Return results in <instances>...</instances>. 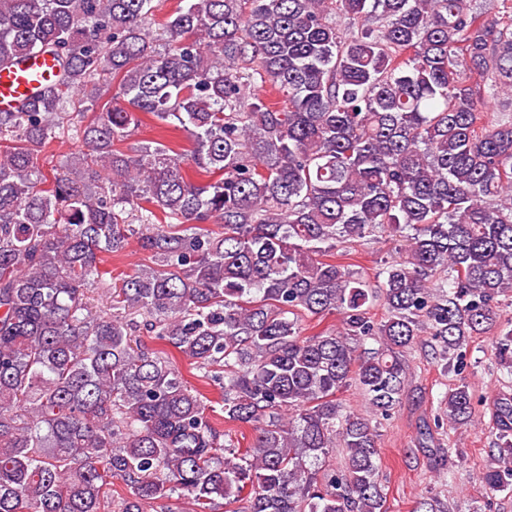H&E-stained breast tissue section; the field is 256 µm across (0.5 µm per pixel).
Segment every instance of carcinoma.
Masks as SVG:
<instances>
[{"label":"carcinoma","instance_id":"obj_1","mask_svg":"<svg viewBox=\"0 0 512 512\" xmlns=\"http://www.w3.org/2000/svg\"><path fill=\"white\" fill-rule=\"evenodd\" d=\"M152 2L0 0V69L38 52L58 66L0 112V512H146L176 496L196 512L218 498L386 512L373 421L400 402L404 353L427 333L458 369L512 292V116L483 118L512 92V0H186L156 30ZM108 74L118 90L84 126L87 152L46 179L39 153L69 93L94 105ZM144 115L190 153L117 149ZM377 229L404 247L378 292L333 260ZM133 236L154 266L97 314L85 290L107 275L100 255ZM336 312L340 330L302 335L303 316ZM135 314L210 373L249 447L223 456L208 398L133 336ZM368 338L379 347L360 351ZM492 350L512 370V329ZM352 383L368 410L344 415ZM443 401L450 425L473 422L467 384ZM490 425L498 456L479 481L512 492V395ZM336 448L341 467L320 469Z\"/></svg>","mask_w":512,"mask_h":512}]
</instances>
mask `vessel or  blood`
I'll list each match as a JSON object with an SVG mask.
<instances>
[{"instance_id": "obj_1", "label": "vessel or blood", "mask_w": 512, "mask_h": 512, "mask_svg": "<svg viewBox=\"0 0 512 512\" xmlns=\"http://www.w3.org/2000/svg\"><path fill=\"white\" fill-rule=\"evenodd\" d=\"M58 75L54 59L46 54L31 55L22 65L0 70V110L15 109L34 99L39 89Z\"/></svg>"}]
</instances>
